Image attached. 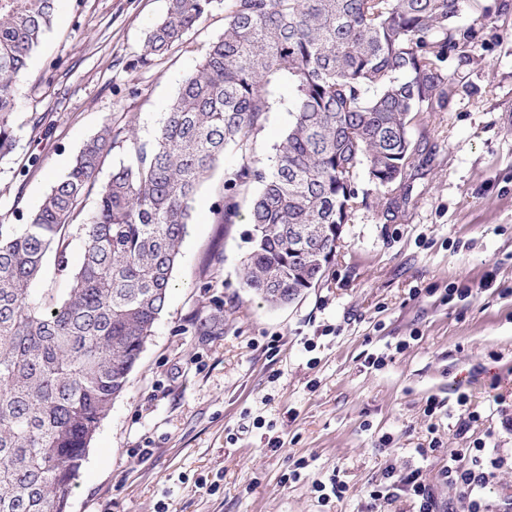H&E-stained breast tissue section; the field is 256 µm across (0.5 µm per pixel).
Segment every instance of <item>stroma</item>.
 Masks as SVG:
<instances>
[{"instance_id": "1", "label": "stroma", "mask_w": 512, "mask_h": 512, "mask_svg": "<svg viewBox=\"0 0 512 512\" xmlns=\"http://www.w3.org/2000/svg\"><path fill=\"white\" fill-rule=\"evenodd\" d=\"M167 0H57L50 29L16 85L13 154L0 160V222L36 209L103 125L152 141L169 102L224 32V9L143 64L146 33ZM491 19L475 21L482 9ZM468 58L449 54L448 95L413 120L402 179L357 174L364 201L342 226L321 282L271 307L245 287L251 249L241 216L220 224L227 150L193 202L165 310L124 392L94 436L68 512H412L411 501L368 492L386 468H422L440 501L448 451L466 447L428 397L466 391L484 420L475 435L512 453V397L489 406L492 375L512 379V0H470L453 20ZM287 79L253 136L263 166L292 120ZM494 274L496 289L479 284ZM465 299L442 302L449 285ZM403 351H396L400 341ZM386 354L380 369L367 354ZM437 425L443 451L415 449ZM282 446L271 449V439ZM305 461L297 481L289 471ZM339 475L343 500H320L314 481Z\"/></svg>"}]
</instances>
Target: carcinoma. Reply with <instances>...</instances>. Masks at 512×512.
Returning <instances> with one entry per match:
<instances>
[{"mask_svg":"<svg viewBox=\"0 0 512 512\" xmlns=\"http://www.w3.org/2000/svg\"><path fill=\"white\" fill-rule=\"evenodd\" d=\"M56 0H0V159L15 149V87L50 27ZM224 4L212 42L168 106L154 139L126 131L127 160L98 183L115 143L104 125L79 150L23 224H0V512H66L86 450L163 313L171 277L204 177L228 147L241 162L225 173L218 222L251 202L252 248L244 284L272 307L315 287L329 261L312 236L347 223L355 179L388 186L412 156L407 131L423 106L447 96L448 54L470 35L452 27L467 0H169L141 61L165 53ZM295 88L293 121L267 169L252 136L280 76ZM84 239L73 269L67 238ZM69 288L36 299L31 284L48 252Z\"/></svg>","mask_w":512,"mask_h":512,"instance_id":"obj_1","label":"carcinoma"}]
</instances>
